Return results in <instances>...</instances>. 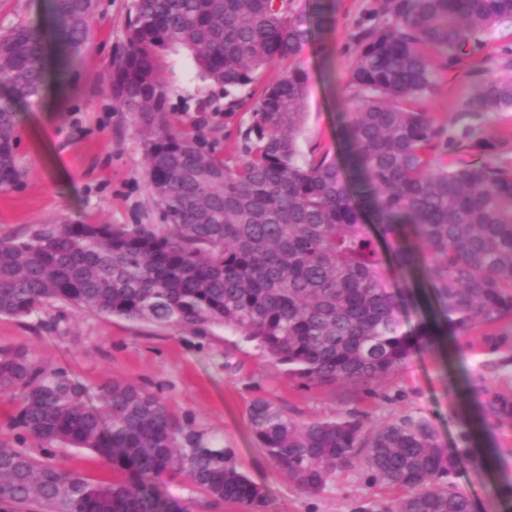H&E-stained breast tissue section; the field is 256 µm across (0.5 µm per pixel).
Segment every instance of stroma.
<instances>
[{
  "instance_id": "35a3bbf8",
  "label": "stroma",
  "mask_w": 512,
  "mask_h": 512,
  "mask_svg": "<svg viewBox=\"0 0 512 512\" xmlns=\"http://www.w3.org/2000/svg\"><path fill=\"white\" fill-rule=\"evenodd\" d=\"M131 3L98 0L93 39L81 48L77 65L63 71L66 92L49 104L37 99L21 105L16 154L22 177L0 193V238H24L33 225L60 215L82 224L162 226L145 184L148 133L116 107L106 84L110 63L123 47ZM375 6L376 0H339L336 21L294 60L308 76L296 135L302 154L336 146L339 125L354 107L349 34ZM475 68L474 59L465 58L444 73L424 108L457 135L459 161L512 164V110L459 116ZM161 76L175 127L201 136L234 164L240 133L250 119L248 106L229 110L223 87L202 79L186 51L167 52ZM17 346L28 348L41 366L67 371L93 396L115 380L157 391L173 417L190 420L264 489V512H386L401 491L351 466L339 468L318 492L297 488L276 471L251 431L248 411L255 398L301 422L355 415L369 426L405 415L424 417L452 451L461 445L466 415H473L478 435L493 450L492 464H460L446 481L469 497L473 512H512V421H497L482 411L484 390L512 397L511 318L487 330L444 338L368 386L305 384L272 366L253 343L221 327L200 332L60 304L35 308L21 318L0 317V348ZM49 461L78 469L95 482L117 478L87 450L56 448ZM154 484L190 512H242L237 505L211 500L178 475L162 474Z\"/></svg>"
}]
</instances>
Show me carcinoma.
<instances>
[{
  "instance_id": "carcinoma-1",
  "label": "carcinoma",
  "mask_w": 512,
  "mask_h": 512,
  "mask_svg": "<svg viewBox=\"0 0 512 512\" xmlns=\"http://www.w3.org/2000/svg\"><path fill=\"white\" fill-rule=\"evenodd\" d=\"M294 0H133L125 49L110 65L117 107L150 130L146 185L166 230L150 224H76L58 217L27 238H0V316L65 304L104 316L202 331L224 326L275 367L307 384H368L450 333L512 318V164L461 163L456 140L417 104L441 72L480 52L512 23V0H377L349 35L356 110L330 151L300 154L302 88L294 67L266 87L229 166L174 129L161 80L165 52L185 49L224 93L290 60L338 14L339 0H312L309 24ZM96 0H50L62 64L91 39ZM44 34L0 33V190L14 186L18 106L41 97ZM482 79L461 101L476 116L512 109V75ZM421 267L437 319L404 329V292L393 267ZM0 394L16 395V423L46 450L91 451L121 479L80 472L0 443V512H170L153 479L184 475L210 498L262 512L263 489L221 447L163 400L114 380L93 398L64 371H46L22 348L0 349ZM486 415L512 417V400L486 392ZM273 467L305 491L357 463L373 481L405 490L387 512H472L468 496L440 479L473 452L448 453L424 418L300 422L263 398L249 408Z\"/></svg>"
}]
</instances>
